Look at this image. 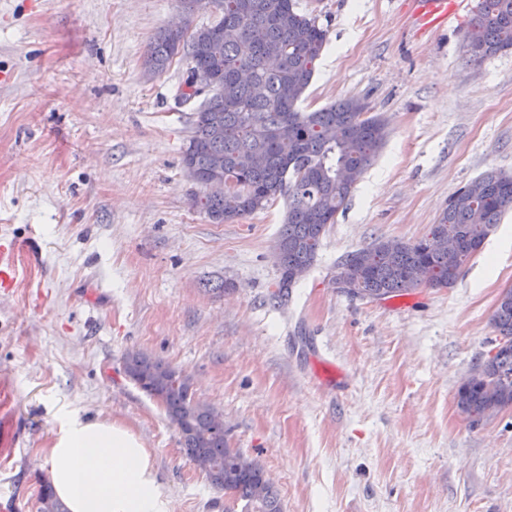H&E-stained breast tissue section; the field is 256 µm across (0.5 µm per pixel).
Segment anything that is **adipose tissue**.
Listing matches in <instances>:
<instances>
[{"label": "adipose tissue", "mask_w": 512, "mask_h": 512, "mask_svg": "<svg viewBox=\"0 0 512 512\" xmlns=\"http://www.w3.org/2000/svg\"><path fill=\"white\" fill-rule=\"evenodd\" d=\"M48 455L51 484L69 512H168L153 454L125 425L73 418Z\"/></svg>", "instance_id": "adipose-tissue-1"}]
</instances>
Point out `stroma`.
<instances>
[{"label": "stroma", "instance_id": "1", "mask_svg": "<svg viewBox=\"0 0 512 512\" xmlns=\"http://www.w3.org/2000/svg\"><path fill=\"white\" fill-rule=\"evenodd\" d=\"M478 3L423 30L412 0H297L328 39L301 110L358 97L388 138L276 302L284 201L210 223L182 162L203 103L176 97L191 61L144 72L181 0H0V243L20 267L0 288V512H40L75 414L140 437L169 512H225L125 377L132 349L190 376L283 512H512V409L474 425L456 401L512 287V210L452 287L370 300L334 284L342 256L416 241L460 187L512 175V50L469 61ZM322 361L338 382L318 383Z\"/></svg>", "mask_w": 512, "mask_h": 512}]
</instances>
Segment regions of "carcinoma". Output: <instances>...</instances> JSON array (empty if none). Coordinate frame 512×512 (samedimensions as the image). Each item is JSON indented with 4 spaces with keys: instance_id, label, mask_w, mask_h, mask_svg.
Returning a JSON list of instances; mask_svg holds the SVG:
<instances>
[{
    "instance_id": "carcinoma-1",
    "label": "carcinoma",
    "mask_w": 512,
    "mask_h": 512,
    "mask_svg": "<svg viewBox=\"0 0 512 512\" xmlns=\"http://www.w3.org/2000/svg\"><path fill=\"white\" fill-rule=\"evenodd\" d=\"M217 19L191 31L162 27L147 45L144 64L159 75L184 53L193 68L213 77V89L194 113L183 162L201 179L223 172L231 188L203 190L194 205L213 224H230L283 197L288 206L274 245L279 280L272 297H288L293 270H309L320 241L347 208L352 191L385 144L383 119L361 98L304 112L298 103L310 85L326 45V31L297 9L295 0H216ZM464 42L478 62L512 50V0H482L468 21ZM512 208V177L487 172L450 198L437 223L421 239H378L346 254L338 275L347 293L362 299L390 298L425 286L446 288L460 277ZM427 275L420 284L417 273ZM494 346L459 385L458 408L471 423L512 408V288L503 290L491 317ZM125 376L157 400L190 460L203 465L210 484L244 502L243 512H282L263 467L230 447L217 410L195 398L190 379L145 352L123 358ZM42 512H61L51 485L41 486Z\"/></svg>"
}]
</instances>
